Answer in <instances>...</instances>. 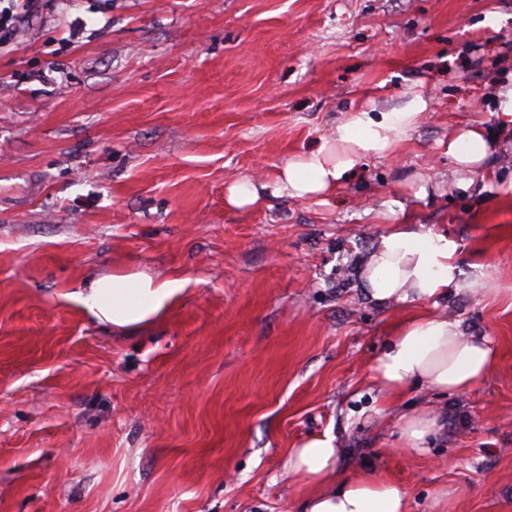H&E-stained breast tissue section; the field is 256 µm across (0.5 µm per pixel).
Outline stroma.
<instances>
[{
    "label": "stroma",
    "mask_w": 512,
    "mask_h": 512,
    "mask_svg": "<svg viewBox=\"0 0 512 512\" xmlns=\"http://www.w3.org/2000/svg\"><path fill=\"white\" fill-rule=\"evenodd\" d=\"M512 0H38L0 26V512H297L289 448L332 431L344 476L401 485L407 512H512ZM427 107L326 203L266 195L356 110ZM496 148L468 189L449 134ZM457 246L438 304L496 361L465 394L390 411L370 366L406 308L362 289L402 219ZM178 280L127 332L89 317L95 277ZM481 280L486 291L470 290ZM439 413L426 453L396 418ZM270 184L257 183L248 178L235 181L225 188L224 204L230 209H242L260 205L264 200V191Z\"/></svg>",
    "instance_id": "obj_1"
}]
</instances>
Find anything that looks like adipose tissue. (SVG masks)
I'll list each match as a JSON object with an SVG mask.
<instances>
[{
    "mask_svg": "<svg viewBox=\"0 0 512 512\" xmlns=\"http://www.w3.org/2000/svg\"><path fill=\"white\" fill-rule=\"evenodd\" d=\"M425 108V101L417 97L404 111L384 112L377 118L366 111L350 113L338 126L335 140H321L315 149L289 157L272 184L247 178L229 184L224 203L230 209L260 205L268 188L296 199H325L363 159L386 154ZM489 149L483 130L476 126L449 137L447 154L454 162L450 175L459 188H469ZM455 252L453 241L426 225H393L363 260L365 292L382 305L446 298L458 285ZM180 291L178 282L136 272L97 278L78 299L98 322L128 331L161 316ZM494 362L485 337L467 335L448 315L424 311L397 324L372 372L385 401L393 404L415 386L467 393ZM398 424L402 446L419 453L443 429L440 416L426 410L401 414ZM342 455L336 436L328 430L309 435L289 450L283 464L286 476L301 479L309 488L300 512H407L406 494L396 483L375 476H341Z\"/></svg>",
    "mask_w": 512,
    "mask_h": 512,
    "instance_id": "ef3b65f1",
    "label": "adipose tissue"
}]
</instances>
